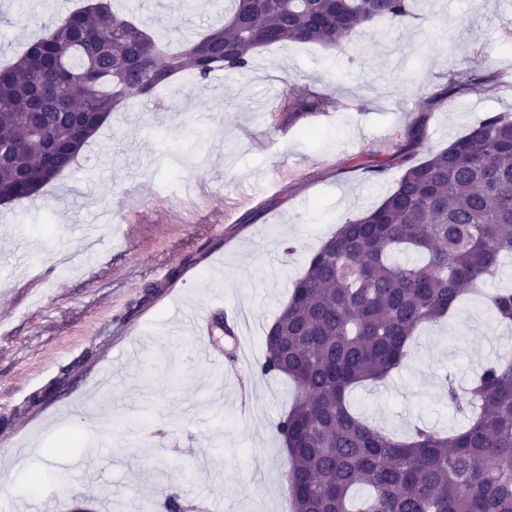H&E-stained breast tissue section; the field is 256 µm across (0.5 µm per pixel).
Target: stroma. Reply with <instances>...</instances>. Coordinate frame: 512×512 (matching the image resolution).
Here are the masks:
<instances>
[{"mask_svg":"<svg viewBox=\"0 0 512 512\" xmlns=\"http://www.w3.org/2000/svg\"><path fill=\"white\" fill-rule=\"evenodd\" d=\"M86 0H0V63ZM162 45L223 21L145 0ZM413 18L358 28L347 53L276 44L241 75H176L113 113L76 164L39 196L0 206V512H283L275 431L294 396L261 375L263 337L308 258L378 205L416 154L512 112V0H414ZM463 70L484 76L446 97ZM383 166L382 176L369 169ZM199 313L223 357L196 350ZM512 344L482 296L424 329L402 366L353 391L358 413L397 437L460 418L443 385L466 383L475 342ZM82 367L26 415L18 409L77 358ZM68 437L74 451L49 454ZM42 475L13 496L18 474Z\"/></svg>","mask_w":512,"mask_h":512,"instance_id":"1","label":"stroma"}]
</instances>
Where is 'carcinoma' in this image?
I'll list each match as a JSON object with an SVG mask.
<instances>
[{"mask_svg": "<svg viewBox=\"0 0 512 512\" xmlns=\"http://www.w3.org/2000/svg\"><path fill=\"white\" fill-rule=\"evenodd\" d=\"M413 0H232L224 26L174 53L97 0L71 12L0 67V198H29L70 169L121 104L187 70L247 72L282 42L346 51L361 25L412 16ZM483 83L466 72L452 95ZM406 165L376 207L340 225L309 258L264 336L262 375L296 384L276 424L288 445L291 512H512V358L486 362L460 386L445 377L464 424L414 426L400 440L361 417L349 392L398 368L417 333L451 314L512 256V113L497 112L447 148ZM512 322V291L488 295Z\"/></svg>", "mask_w": 512, "mask_h": 512, "instance_id": "carcinoma-1", "label": "carcinoma"}]
</instances>
